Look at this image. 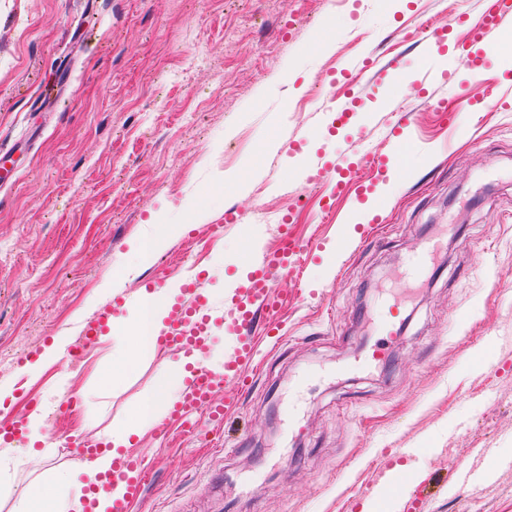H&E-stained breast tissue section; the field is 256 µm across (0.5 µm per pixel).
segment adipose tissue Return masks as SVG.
<instances>
[{
  "label": "adipose tissue",
  "instance_id": "obj_1",
  "mask_svg": "<svg viewBox=\"0 0 512 512\" xmlns=\"http://www.w3.org/2000/svg\"><path fill=\"white\" fill-rule=\"evenodd\" d=\"M175 294L172 288L143 293L136 305L135 329H144L149 336H157L175 301ZM223 359V351L213 349L206 355L183 353L178 360L165 361L159 386L140 403L134 425L99 434L98 439L104 448L85 477H78L66 470L50 472L47 477L28 486L19 501L18 512H82V502L89 496L92 485L98 484L100 477L111 471L113 458L127 451L131 445V435L142 434L162 419L165 408L181 398L193 368L201 364L217 366Z\"/></svg>",
  "mask_w": 512,
  "mask_h": 512
}]
</instances>
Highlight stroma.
<instances>
[{
    "label": "stroma",
    "mask_w": 512,
    "mask_h": 512,
    "mask_svg": "<svg viewBox=\"0 0 512 512\" xmlns=\"http://www.w3.org/2000/svg\"><path fill=\"white\" fill-rule=\"evenodd\" d=\"M483 2L0 0V149L17 162L0 180V394L12 414L29 412L22 387L52 411L75 396L57 432L91 441L124 423L177 354L137 353L112 381L111 344L63 360L79 325L119 297L128 327L133 298L164 269L204 271L209 305L223 306L225 281L246 273L245 237L273 248L289 217L323 250L280 284L282 342L260 339L222 446H195L175 424L163 440L133 437L152 465L137 512H223L225 490L248 482L262 492L246 512H362L395 469L430 481L420 512H512V110L461 104L474 75L453 21ZM422 25L446 28L439 55H425ZM369 55L398 57L416 80L372 75L353 127L333 128L337 70ZM438 98L446 111L430 108ZM399 110L413 117L404 170L376 181L379 219L349 226L337 250L352 199L322 218L321 175L300 157L385 151L379 132ZM230 209L242 223L224 224ZM165 224L180 234L141 259L134 243ZM444 224L458 232L390 362L343 372L356 343L376 337L379 284ZM460 309L469 322L455 321ZM31 350L48 355L35 370L18 361ZM476 448L492 479L454 486L453 465ZM259 456L270 460L260 471ZM80 461L60 440L23 470L0 467V512Z\"/></svg>",
    "instance_id": "35a3bbf8"
}]
</instances>
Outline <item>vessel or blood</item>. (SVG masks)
<instances>
[{
    "mask_svg": "<svg viewBox=\"0 0 512 512\" xmlns=\"http://www.w3.org/2000/svg\"><path fill=\"white\" fill-rule=\"evenodd\" d=\"M457 20L466 29L465 38L458 46L463 62H470V49L474 46L480 47L487 60L512 50V42L505 39L506 32L512 28V0H485L477 16L462 12ZM410 126L409 115L397 117L386 130V151L365 156L364 166L379 173L400 166L407 152L404 134ZM302 165L323 171L328 177L321 197V209L325 212L349 186L363 183L359 168L346 159L326 163L307 156L303 158ZM320 249L319 242L296 237L285 229L275 248L258 255L245 251L244 258L252 270L247 280L230 293L229 309L221 317L208 314L207 299L199 289L188 288L189 300L173 307L161 333V345L176 352L191 347L203 351L209 337L220 329L230 331L234 342L224 357L221 371L204 366L193 369L183 398L168 410V418L181 421L188 433L202 441L206 440L208 433L222 426L236 402L232 399L216 401L217 392L232 386L240 390L248 387L257 357L256 335L262 330L269 334L276 330V317L284 302L280 282L298 275L306 261L317 255ZM437 251L436 241L425 237L418 239L407 272L398 280L394 294L385 303L378 336L372 343L359 345L353 368L368 369L388 359L403 322L404 297L433 266ZM114 319V305L102 307L81 327L78 341L66 349L65 359L79 360L84 349L96 345L105 336ZM148 468L149 456L145 453L114 459L106 481L110 484L125 483L127 492L123 498L113 501L112 512H130L132 504L144 501ZM413 481L411 472L396 471L391 480L380 487L381 501L402 497L406 500L407 512H416L419 501L411 488Z\"/></svg>",
    "mask_w": 512,
    "mask_h": 512,
    "instance_id": "vessel-or-blood-1",
    "label": "vessel or blood"
}]
</instances>
